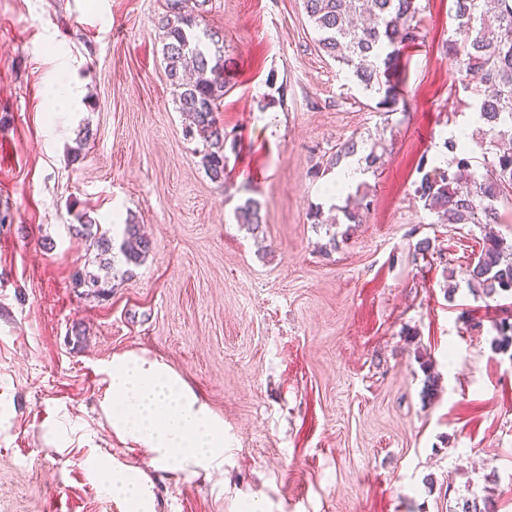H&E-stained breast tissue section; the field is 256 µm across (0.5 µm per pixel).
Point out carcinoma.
I'll use <instances>...</instances> for the list:
<instances>
[{
    "instance_id": "obj_1",
    "label": "carcinoma",
    "mask_w": 512,
    "mask_h": 512,
    "mask_svg": "<svg viewBox=\"0 0 512 512\" xmlns=\"http://www.w3.org/2000/svg\"><path fill=\"white\" fill-rule=\"evenodd\" d=\"M208 0H167L160 19L162 52L173 88L176 109L185 116L186 132L203 139L200 162L214 183H224L228 156L238 141L224 129L218 112L229 84L231 62L224 56L218 35L207 34L205 44L195 31ZM318 38V48L345 67L349 78L366 92L380 96L377 109L384 113L406 109L403 86L396 78L402 52L420 39L411 24L416 0H302ZM453 35L446 54L460 79L470 86L477 119L475 135L489 138V151L478 164L457 152L469 138L466 131L445 138L443 148L453 154L444 165L418 164L423 176L415 196L440 224H498L497 204L512 201V0H456ZM359 141L350 138L336 146L329 166L354 156ZM367 195L342 208L348 224H359L369 210ZM237 223L252 232L263 224L262 204L249 197L235 209ZM86 217L77 233L94 239L110 264L113 238L97 231ZM152 250V241L141 225L123 224L119 252L127 265L138 266ZM467 284L487 297L512 296V243L502 236L485 235L480 253L465 268ZM493 348L512 358V312L494 321ZM425 380L422 396L433 399L439 375L422 363Z\"/></svg>"
}]
</instances>
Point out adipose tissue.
Here are the masks:
<instances>
[{"instance_id": "ef3b65f1", "label": "adipose tissue", "mask_w": 512, "mask_h": 512, "mask_svg": "<svg viewBox=\"0 0 512 512\" xmlns=\"http://www.w3.org/2000/svg\"><path fill=\"white\" fill-rule=\"evenodd\" d=\"M101 411L120 441L145 450L155 469L184 477L224 470V422L164 360L146 354L113 357L105 370ZM88 472L126 512H154L147 478L136 467L89 453Z\"/></svg>"}]
</instances>
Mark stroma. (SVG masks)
Instances as JSON below:
<instances>
[{
	"mask_svg": "<svg viewBox=\"0 0 512 512\" xmlns=\"http://www.w3.org/2000/svg\"><path fill=\"white\" fill-rule=\"evenodd\" d=\"M417 4L407 109L384 114L319 51L302 0H208L200 26L233 63L219 117L240 139L219 185L173 102L166 0H0V512H125L91 450L141 469L156 512H512L504 299L466 282L480 226L437 223L414 194L420 156L474 128L444 54L455 0ZM271 73L286 92L269 107ZM53 83L81 95L52 104ZM351 137L382 163L360 180L363 223L333 240L343 169L321 166ZM249 197L256 234L234 216ZM85 215L116 239L135 218L153 242L139 266L114 257L100 296L74 282L98 270ZM125 352L163 358L223 419V475L156 471L113 436L99 402ZM496 335L492 341L493 348L501 354H509L512 358V310L504 317L494 321Z\"/></svg>",
	"mask_w": 512,
	"mask_h": 512,
	"instance_id": "1",
	"label": "stroma"
}]
</instances>
